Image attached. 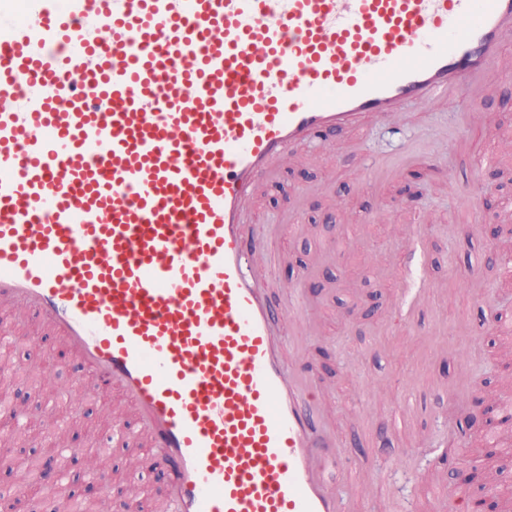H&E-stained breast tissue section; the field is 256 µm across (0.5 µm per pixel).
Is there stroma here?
Wrapping results in <instances>:
<instances>
[{"label": "stroma", "instance_id": "35a3bbf8", "mask_svg": "<svg viewBox=\"0 0 512 512\" xmlns=\"http://www.w3.org/2000/svg\"><path fill=\"white\" fill-rule=\"evenodd\" d=\"M490 94L467 102L437 100L410 106L388 120L372 119L326 142L302 144L283 164L282 180L261 186L252 202L253 232L275 223L280 212L303 199L300 231L275 243L278 260L270 268L273 301L304 288L307 319L316 331L305 339L306 361L330 418L347 439L344 461L361 475L354 488L363 512H463L454 498L455 480L431 481L439 446L464 427L470 402L512 398V334L504 335L495 314L512 318V239L488 240L484 224H512V191L496 210L473 222L474 193L488 173L512 184V40ZM475 116L463 148L440 132L460 109ZM418 155L403 159L410 145ZM399 167L390 182L368 188L377 161ZM327 182L329 196H306L310 184ZM426 230L414 243L412 226ZM416 251L409 287L431 288L405 330L389 334L400 285L395 277L409 251ZM13 341L17 371L46 360L38 394L28 411L52 404L60 387L54 353L64 347L32 312L0 308V334ZM68 368L92 386L84 401L87 422L103 429L108 419L132 422L130 403L118 393L94 389V376L73 354ZM449 385L433 392L431 381ZM413 409L409 425L394 436L389 453L376 432L395 413Z\"/></svg>", "mask_w": 512, "mask_h": 512}]
</instances>
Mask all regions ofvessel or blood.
I'll list each match as a JSON object with an SVG mask.
<instances>
[{
    "label": "vessel or blood",
    "instance_id": "vessel-or-blood-1",
    "mask_svg": "<svg viewBox=\"0 0 512 512\" xmlns=\"http://www.w3.org/2000/svg\"><path fill=\"white\" fill-rule=\"evenodd\" d=\"M0 35V305L35 310L134 409L166 512H350L343 444L273 305L244 202L301 143L488 88L512 0H99ZM42 89L10 109L19 80ZM402 289L396 324H407Z\"/></svg>",
    "mask_w": 512,
    "mask_h": 512
}]
</instances>
